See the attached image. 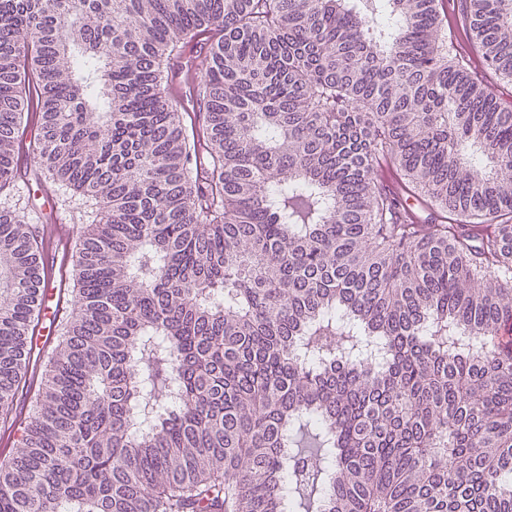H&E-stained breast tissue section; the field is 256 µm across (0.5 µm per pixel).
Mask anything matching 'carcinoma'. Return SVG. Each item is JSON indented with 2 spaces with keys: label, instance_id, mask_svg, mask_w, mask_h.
<instances>
[{
  "label": "carcinoma",
  "instance_id": "carcinoma-1",
  "mask_svg": "<svg viewBox=\"0 0 512 512\" xmlns=\"http://www.w3.org/2000/svg\"><path fill=\"white\" fill-rule=\"evenodd\" d=\"M467 33L512 81V0ZM437 0H0V191L25 112L103 203L0 512H512V100ZM199 63L204 116L166 95ZM398 165L452 223L403 224ZM39 239L0 211V417ZM469 53L465 51V57L470 68L477 74L483 83L498 95L504 98H512V81L503 79L493 70L482 63L477 45L470 41Z\"/></svg>",
  "mask_w": 512,
  "mask_h": 512
}]
</instances>
